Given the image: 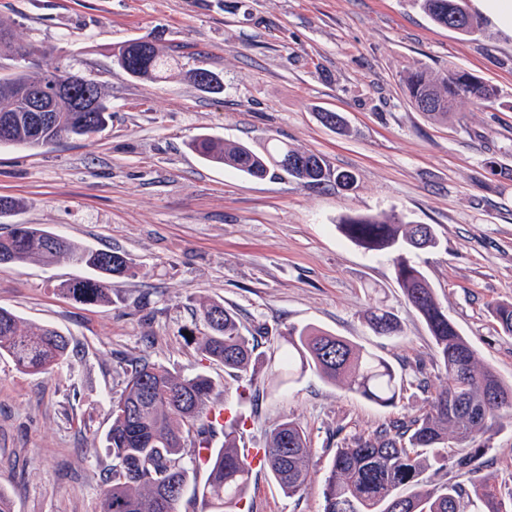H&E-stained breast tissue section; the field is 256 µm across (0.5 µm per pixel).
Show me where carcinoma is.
I'll return each instance as SVG.
<instances>
[{
	"label": "carcinoma",
	"mask_w": 512,
	"mask_h": 512,
	"mask_svg": "<svg viewBox=\"0 0 512 512\" xmlns=\"http://www.w3.org/2000/svg\"><path fill=\"white\" fill-rule=\"evenodd\" d=\"M436 24L471 36L481 22L467 19L472 13L465 0H420ZM24 46L12 31L0 26V59L12 70L6 79L16 90L0 94V126L8 134L0 145L41 147L61 138H85L100 132L112 119L102 84L90 77L65 73L56 67L41 72L22 68L19 54ZM113 57L128 61L129 76L159 80L171 71V55L154 43L130 39L112 49ZM93 87L100 103L93 112L74 111V100ZM403 83L412 106L424 115L446 120L465 99L488 102L497 97L495 86L473 74L454 70L435 77L421 66L405 71ZM43 87L52 95L51 121L39 126L26 111L25 93ZM191 149L204 161L231 169L243 176L263 179L283 172L309 185L335 182L353 188L355 176L333 170L319 155L276 143L256 152L242 142L228 141L208 133L197 135ZM338 228L352 243L375 252L395 254V279L407 301L425 322L435 346V362L444 387L426 411L390 422L336 443L334 458L324 476L322 512H512V492L503 496L497 476L482 461L487 447L478 439L494 426L500 412L512 409V382L504 381L489 365H482L472 344L448 319L423 270L406 254L438 245L431 227L416 237L417 224L397 214L386 217L353 214ZM14 258L13 265H51L66 260L90 272L71 281L65 293L83 305L112 303V280L138 275L125 255L91 248L79 241L33 224H12L0 234V255ZM493 314L504 334L512 336V303L498 304ZM196 316L208 332L196 337L199 348L213 363L236 375L249 377L250 385L272 382L278 371L259 376L263 354L242 335L236 316L224 301L203 299ZM369 327L383 336H396L399 322L382 304L366 311ZM288 345V376L310 370L331 383L342 385L380 406L396 403L404 381L383 358L361 346L311 325L290 326L280 334ZM7 356L22 372L52 374L69 360V340L48 326L25 325L13 312L0 307V356ZM124 387L112 399V423L106 434L110 462L103 468L99 512H178L187 482V465L208 472L202 495L220 505L223 512H236L246 492L252 468L237 444V421L224 423V446L200 458V450L215 436L208 420L218 396L214 381L206 374L176 375L165 366L144 358L129 361L123 369ZM457 448L448 465L458 471L478 474L472 492L458 483L426 484L421 474L427 453L448 445ZM315 449L309 435L296 420L286 417L266 435L262 462L277 485L288 495L305 492Z\"/></svg>",
	"instance_id": "obj_1"
}]
</instances>
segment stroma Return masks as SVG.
I'll use <instances>...</instances> for the list:
<instances>
[{"label":"stroma","instance_id":"35a3bbf8","mask_svg":"<svg viewBox=\"0 0 512 512\" xmlns=\"http://www.w3.org/2000/svg\"><path fill=\"white\" fill-rule=\"evenodd\" d=\"M0 24L35 47L32 70L93 77L112 107L94 139L0 148V196L24 203L13 223L120 252L141 270L114 281L112 305L99 307L62 293L85 275L68 262L0 266V307L57 329L74 350L50 376L0 358V489L14 512H98L121 361L143 356L210 376L241 418L240 447H264L276 422L298 420L316 451L309 488L284 495L257 467L245 500L251 512H322L337 441L424 412L442 385L392 256L344 238L337 226L348 214L394 212L433 228L439 244L416 262L480 361L512 381V336L492 315L512 303V36L491 21L470 38L433 23L418 0H0ZM138 37L173 54L178 74L143 81L114 69L113 44ZM415 64L469 71L499 97L463 101L435 123L406 95ZM197 67L219 75L220 93L185 78ZM328 111L345 130L321 123ZM204 131L258 152L287 142L356 183L344 191L211 166L189 147ZM202 297L223 300L248 337L312 325L362 345L402 373L400 399L379 406L312 372L242 395V380L196 343ZM376 302L398 317L399 335L368 327ZM481 441L502 492L512 491V419Z\"/></svg>","mask_w":512,"mask_h":512}]
</instances>
